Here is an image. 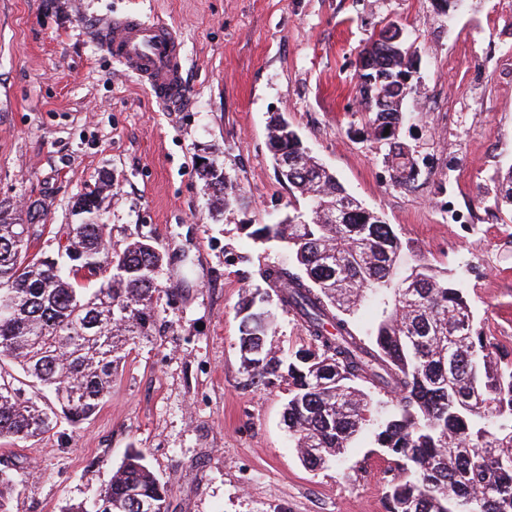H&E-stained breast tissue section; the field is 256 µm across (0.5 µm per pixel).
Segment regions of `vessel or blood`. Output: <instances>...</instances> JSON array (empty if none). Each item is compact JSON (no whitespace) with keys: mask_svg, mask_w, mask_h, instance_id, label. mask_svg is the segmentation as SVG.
Here are the masks:
<instances>
[{"mask_svg":"<svg viewBox=\"0 0 512 512\" xmlns=\"http://www.w3.org/2000/svg\"><path fill=\"white\" fill-rule=\"evenodd\" d=\"M99 39L104 51L147 84L158 102L173 107L185 99L182 44L167 23L117 17L102 25Z\"/></svg>","mask_w":512,"mask_h":512,"instance_id":"1","label":"vessel or blood"}]
</instances>
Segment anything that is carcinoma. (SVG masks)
<instances>
[{
    "label": "carcinoma",
    "mask_w": 512,
    "mask_h": 512,
    "mask_svg": "<svg viewBox=\"0 0 512 512\" xmlns=\"http://www.w3.org/2000/svg\"><path fill=\"white\" fill-rule=\"evenodd\" d=\"M373 31L357 63L356 98L374 112V135L388 140L394 183L413 187L422 170L396 138L402 105L419 92L407 75L419 58L408 37ZM271 117L268 139L293 154L295 130ZM390 132H385V129ZM214 208L240 207L239 190L214 163L201 165ZM292 213L274 224L244 225L255 241L279 243L292 265L262 272L281 306L310 338L282 359L267 347L271 324L248 291L239 348L250 375L288 379L284 423L308 468L337 461L366 430L394 465L388 512H512V365L497 362L475 327L462 288L419 263L401 269L403 243L391 225L346 192L315 156L288 167ZM496 200L512 206V166ZM105 191L77 197L83 216L68 225L62 265L34 250L46 225L24 227L0 206V439L26 440L61 421L78 429L112 392L122 339L148 336L156 324L155 269L163 255L148 240L112 248L100 223ZM382 306L365 330L362 303ZM397 396L379 413L370 389ZM25 474L0 462V512ZM170 488L136 448L112 470L96 498L67 512H168Z\"/></svg>",
    "instance_id": "obj_1"
}]
</instances>
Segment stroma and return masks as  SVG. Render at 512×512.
I'll use <instances>...</instances> for the list:
<instances>
[{"label":"stroma","mask_w":512,"mask_h":512,"mask_svg":"<svg viewBox=\"0 0 512 512\" xmlns=\"http://www.w3.org/2000/svg\"><path fill=\"white\" fill-rule=\"evenodd\" d=\"M168 22L183 42L185 109L168 110L113 61L95 28L126 13ZM404 26L421 58L399 141L417 187L397 186L385 141L356 93L374 28ZM280 113L346 191L392 224L405 264L457 281L497 358L512 363V208L494 182L512 166V0H0V200L40 214L54 254L72 204L112 180L101 221L115 249L150 240L165 256L153 335L126 343L112 394L77 432L60 426L0 455L33 473L13 512H63L91 498L128 448L171 489L168 512H387L391 474L363 433L341 462L305 468L283 423L288 383L242 368L238 306L288 250L248 237L288 211L267 145ZM213 161L247 207L216 211ZM277 355L308 344L270 302Z\"/></svg>","instance_id":"1"}]
</instances>
